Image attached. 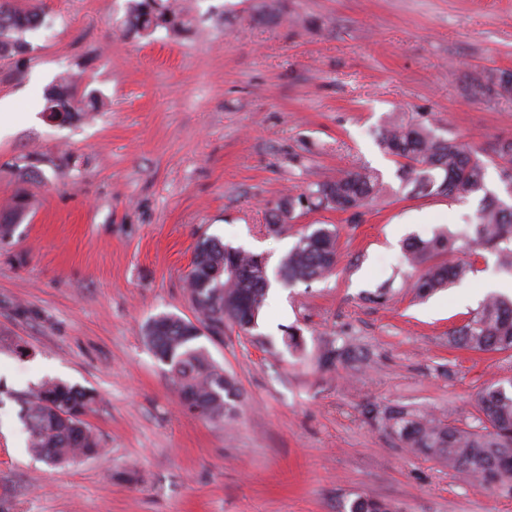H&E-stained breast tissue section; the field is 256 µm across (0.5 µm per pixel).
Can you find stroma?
Returning a JSON list of instances; mask_svg holds the SVG:
<instances>
[{"mask_svg":"<svg viewBox=\"0 0 512 512\" xmlns=\"http://www.w3.org/2000/svg\"><path fill=\"white\" fill-rule=\"evenodd\" d=\"M193 0L176 37L126 32L130 0H42L31 50L0 61V210L28 214L0 244V512H340L367 493L401 512H512V493L462 481L367 423L366 402L470 423L512 352L455 348L451 331L492 293L512 296L495 254L459 284L414 299L402 245L443 226L471 230L479 197H413L380 149L386 116H428L439 135L493 155L512 141V99L472 85L512 72V0ZM70 74L99 111L58 126L29 113ZM35 179L20 177L22 158ZM365 165L392 189L358 213H296L270 234L266 205L309 179ZM338 232L335 271L272 282L255 335L205 340L243 407L232 424L183 408L144 328L194 319L186 288L206 237L276 270L300 232ZM386 301H369L382 283ZM298 327L301 353L285 327ZM349 340L358 367L320 368ZM93 389L100 455L51 467L26 450L22 402L43 379ZM361 353L348 343L337 346L334 341L327 342L319 354V363L322 367H331L337 362H349L358 360Z\"/></svg>","mask_w":512,"mask_h":512,"instance_id":"1","label":"stroma"}]
</instances>
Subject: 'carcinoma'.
I'll return each mask as SVG.
<instances>
[{"label": "carcinoma", "mask_w": 512, "mask_h": 512, "mask_svg": "<svg viewBox=\"0 0 512 512\" xmlns=\"http://www.w3.org/2000/svg\"><path fill=\"white\" fill-rule=\"evenodd\" d=\"M189 11L177 0H132L126 24L129 30L149 36L157 29L177 35L188 23ZM43 10L0 0V61L26 55L28 31L42 24ZM474 93L512 97V74H491ZM48 118L71 123L95 98L76 99L73 84L60 79L46 97ZM379 145L398 164L402 187L414 196H444L465 200L481 196L473 236L468 244L497 256L499 267L512 273V204L486 186L488 164L499 169L505 185H512V142L499 146L484 161L478 151L436 133L425 117L389 115L379 134ZM390 193L381 176L359 166L332 179L308 183L297 193L279 197L268 210L266 228L279 234L304 211H357L382 201ZM28 202L19 195L0 213V241L14 233L27 214ZM461 234L446 228L423 239L411 236L403 245L404 258L412 267L414 294L424 299L464 280L474 271L473 262L458 257ZM336 229L318 227L302 233L281 259L276 280L285 286L308 283L331 272L338 262ZM189 295L196 321L161 314L145 325V337L156 357L169 366L168 373L188 409L212 421L237 419L241 393L232 375L224 371L199 344L202 330L236 328L247 335L258 326L271 281L267 260L260 254L234 247L216 237L196 247L187 274ZM453 342L476 353L512 351V299L492 294L464 324L452 332ZM361 353L348 343L327 342L319 363L331 367L359 359ZM94 391L47 379L31 390L19 417L27 433V448L49 466H61L91 458L101 451L97 436L85 421L95 403ZM364 418L397 439L416 455L433 459L481 487L512 492V380L494 381L481 389L475 400L474 424L464 427L401 405L369 403ZM348 512H401L396 505L360 493Z\"/></svg>", "instance_id": "obj_1"}]
</instances>
